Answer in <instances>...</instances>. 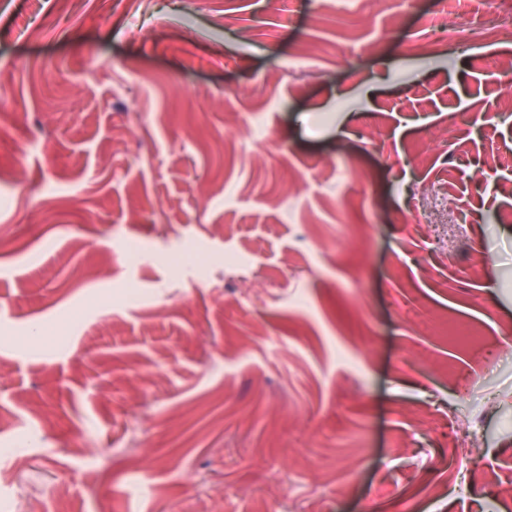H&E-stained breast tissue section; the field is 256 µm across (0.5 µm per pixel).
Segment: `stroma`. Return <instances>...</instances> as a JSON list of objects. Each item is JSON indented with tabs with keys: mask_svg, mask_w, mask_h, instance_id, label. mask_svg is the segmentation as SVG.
Segmentation results:
<instances>
[{
	"mask_svg": "<svg viewBox=\"0 0 512 512\" xmlns=\"http://www.w3.org/2000/svg\"><path fill=\"white\" fill-rule=\"evenodd\" d=\"M92 2L0 0V512H512L482 0Z\"/></svg>",
	"mask_w": 512,
	"mask_h": 512,
	"instance_id": "1",
	"label": "stroma"
}]
</instances>
